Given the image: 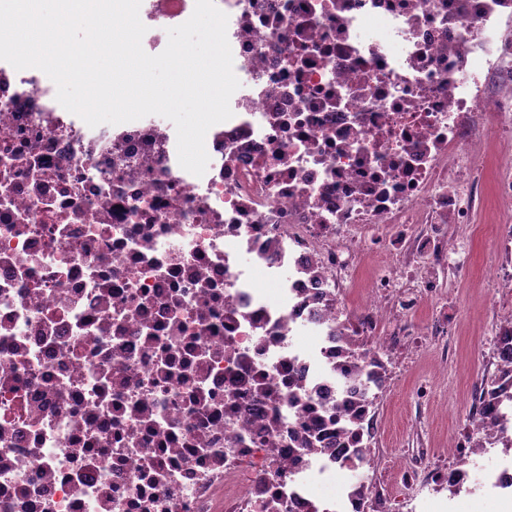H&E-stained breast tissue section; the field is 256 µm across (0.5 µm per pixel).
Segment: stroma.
Masks as SVG:
<instances>
[{
  "label": "stroma",
  "instance_id": "35a3bbf8",
  "mask_svg": "<svg viewBox=\"0 0 512 512\" xmlns=\"http://www.w3.org/2000/svg\"><path fill=\"white\" fill-rule=\"evenodd\" d=\"M496 206H488L473 228L464 267L448 270V367L437 370L431 351H408L397 381L387 392L381 413V445L397 458L409 448L443 449L451 436L469 425L475 396L490 384L495 367L488 344L498 307L491 280L499 260L494 245ZM413 512H498L494 502L453 497L449 491L421 492Z\"/></svg>",
  "mask_w": 512,
  "mask_h": 512
}]
</instances>
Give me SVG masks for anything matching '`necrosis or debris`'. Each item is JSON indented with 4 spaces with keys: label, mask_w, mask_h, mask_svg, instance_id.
<instances>
[{
    "label": "necrosis or debris",
    "mask_w": 512,
    "mask_h": 512,
    "mask_svg": "<svg viewBox=\"0 0 512 512\" xmlns=\"http://www.w3.org/2000/svg\"><path fill=\"white\" fill-rule=\"evenodd\" d=\"M214 3L240 86L200 177L172 125L89 127L0 61V512H315L332 480L325 512H401L377 397L399 341L447 337L438 272L490 200L512 322V0ZM194 8L141 0L143 43ZM505 429L511 380L398 483L469 478ZM385 259L383 255L374 254L372 255L365 266L361 269V271L356 275L355 281L353 282L350 292L348 294L349 305L352 308H355L360 298L364 288L367 287V284L372 276V273L375 267Z\"/></svg>",
    "instance_id": "obj_1"
}]
</instances>
